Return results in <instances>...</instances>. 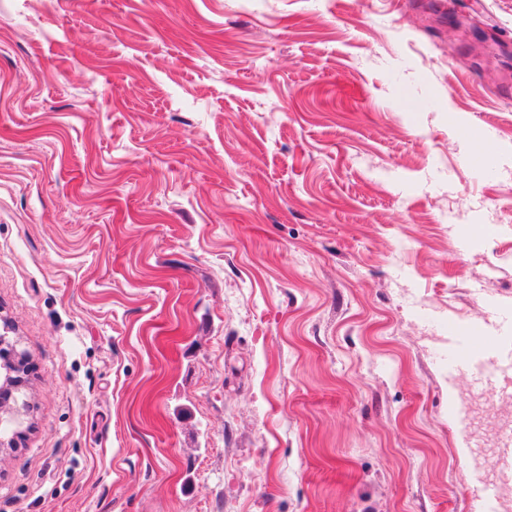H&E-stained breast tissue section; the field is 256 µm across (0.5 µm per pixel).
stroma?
I'll return each mask as SVG.
<instances>
[{"label":"stroma","instance_id":"obj_1","mask_svg":"<svg viewBox=\"0 0 512 512\" xmlns=\"http://www.w3.org/2000/svg\"><path fill=\"white\" fill-rule=\"evenodd\" d=\"M507 317L512 0H0V512H484ZM448 336V367L453 372L471 376H481L482 373H486L488 362L477 352L463 347L460 337L454 335L449 325Z\"/></svg>","mask_w":512,"mask_h":512}]
</instances>
